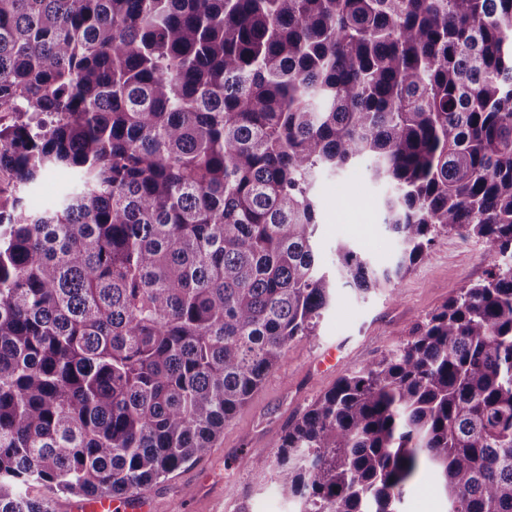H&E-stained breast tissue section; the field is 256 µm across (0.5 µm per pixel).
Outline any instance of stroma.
<instances>
[{
	"instance_id": "stroma-1",
	"label": "stroma",
	"mask_w": 512,
	"mask_h": 512,
	"mask_svg": "<svg viewBox=\"0 0 512 512\" xmlns=\"http://www.w3.org/2000/svg\"><path fill=\"white\" fill-rule=\"evenodd\" d=\"M393 193L391 184L372 178L366 160L320 175L317 240L325 270H335L340 244L381 266H395L402 244L383 223V202ZM489 268L481 239L443 233L392 288L360 294L338 287L315 335L289 345L213 448L176 476L141 490L140 498L150 512H295L296 503L280 495L274 471L255 465L256 459H273L271 440L339 377L406 343L417 323L483 280ZM328 349L336 360L324 368L320 360Z\"/></svg>"
}]
</instances>
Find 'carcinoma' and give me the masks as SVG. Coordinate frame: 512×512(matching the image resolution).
<instances>
[{"mask_svg":"<svg viewBox=\"0 0 512 512\" xmlns=\"http://www.w3.org/2000/svg\"><path fill=\"white\" fill-rule=\"evenodd\" d=\"M0 512L202 457L338 285L435 236L484 280L271 441L299 512H512V0H0ZM369 158L403 244L334 276L314 187ZM58 177L52 208L27 188ZM404 512H442L444 504L433 483H411L405 494Z\"/></svg>","mask_w":512,"mask_h":512,"instance_id":"cac0c4a2","label":"carcinoma"}]
</instances>
